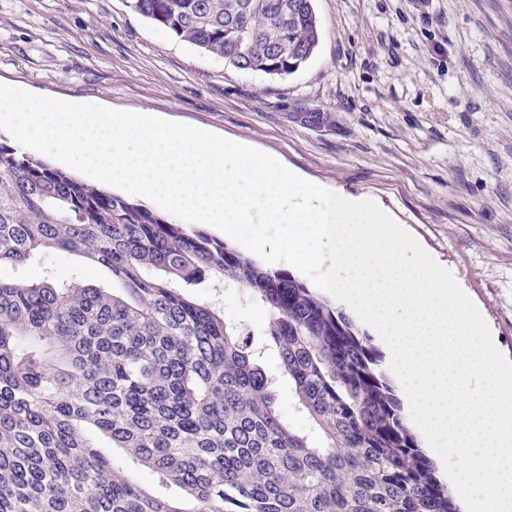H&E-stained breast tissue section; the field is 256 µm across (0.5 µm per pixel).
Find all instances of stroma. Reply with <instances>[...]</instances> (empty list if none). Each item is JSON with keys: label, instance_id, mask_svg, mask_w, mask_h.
<instances>
[{"label": "stroma", "instance_id": "stroma-1", "mask_svg": "<svg viewBox=\"0 0 512 512\" xmlns=\"http://www.w3.org/2000/svg\"><path fill=\"white\" fill-rule=\"evenodd\" d=\"M320 43L296 73L227 67L131 0H0V84L148 111L277 158L304 178L379 199L456 278L512 360V0H314ZM300 112H326L311 127ZM108 288L56 252L0 280ZM227 322L266 311L240 288H194Z\"/></svg>", "mask_w": 512, "mask_h": 512}]
</instances>
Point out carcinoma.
<instances>
[{
	"mask_svg": "<svg viewBox=\"0 0 512 512\" xmlns=\"http://www.w3.org/2000/svg\"><path fill=\"white\" fill-rule=\"evenodd\" d=\"M175 38L266 76L320 40L306 0H132ZM112 287L0 281V512H460L376 350L290 273L0 141V264L56 252ZM244 289L260 335L190 288ZM288 382L299 429L280 413ZM150 478H133L128 468ZM176 488L180 497L159 493Z\"/></svg>",
	"mask_w": 512,
	"mask_h": 512,
	"instance_id": "obj_1",
	"label": "carcinoma"
}]
</instances>
